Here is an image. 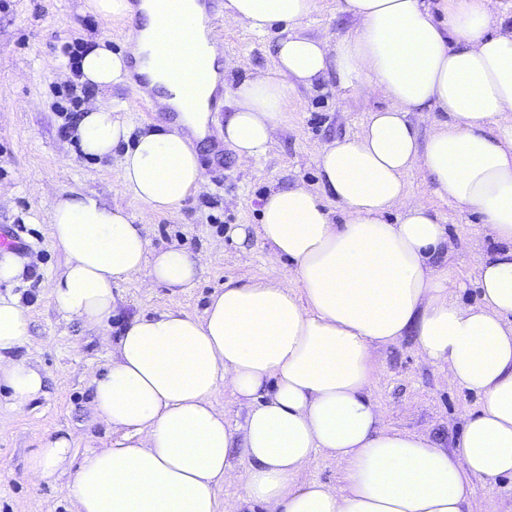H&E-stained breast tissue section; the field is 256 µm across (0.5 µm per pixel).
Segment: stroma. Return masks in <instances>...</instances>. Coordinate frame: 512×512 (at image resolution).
<instances>
[{
    "instance_id": "1",
    "label": "stroma",
    "mask_w": 512,
    "mask_h": 512,
    "mask_svg": "<svg viewBox=\"0 0 512 512\" xmlns=\"http://www.w3.org/2000/svg\"><path fill=\"white\" fill-rule=\"evenodd\" d=\"M136 25L131 16L105 20L90 14L86 0H0V234H19L24 242L20 255L32 259L21 279L0 284V293L18 296L27 309L31 345L26 356L45 379L44 395L24 410L0 407V512H72L64 481L35 482L27 473L28 457L44 437L57 432L72 434L78 458L89 437L110 438L93 410L92 383L111 350L94 329L60 313L45 288L65 263L51 236L53 201L71 191L95 192L107 203L128 208L144 224L153 249L177 245L207 257L194 287L145 288L135 278L115 288L113 328L172 306L199 316L225 282L260 281L287 272L284 264L270 267L260 241L242 245L233 229L259 223L262 199L270 188L298 182L318 188L315 146L354 137L370 112L388 105L363 86L337 88L332 77L311 89L297 88L283 130L264 156H238L219 133H212L199 148L204 183L174 213L155 214L121 186L123 148L105 158L90 157L64 131L67 114L82 113L89 100L70 71L67 47L102 43L123 52ZM351 27V20L338 12L337 0H317L303 24L310 36L339 37ZM218 34L227 85L251 73H273L278 29L257 35L228 26ZM110 97L132 134L172 118L171 113L142 106L132 84L113 85ZM405 181L411 198L441 218L448 248L438 261L452 270L459 299L478 302V261L493 248L478 217L436 197L420 168L408 171ZM374 360L378 377L371 397L381 410L383 427L423 433L442 447H455L467 419L482 405L481 394L450 386L442 369L419 354L410 336L375 349ZM470 489V512H512L511 479L474 478Z\"/></svg>"
}]
</instances>
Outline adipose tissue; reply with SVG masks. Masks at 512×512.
<instances>
[{
	"instance_id": "1",
	"label": "adipose tissue",
	"mask_w": 512,
	"mask_h": 512,
	"mask_svg": "<svg viewBox=\"0 0 512 512\" xmlns=\"http://www.w3.org/2000/svg\"><path fill=\"white\" fill-rule=\"evenodd\" d=\"M163 0H142L139 36L127 53L85 52L81 80L97 94L74 132L82 152L110 156L124 146L121 183L150 210L177 209L203 180L195 149L207 133L219 84L218 33L198 0H181L185 41L206 47L210 75L198 108L159 60ZM316 0H225L224 20L255 34L280 27L275 72L231 88L224 141L259 157L283 128L297 87L335 70L340 87L364 84L388 100L360 132L315 150L319 187L271 188L257 226L286 274L230 281L200 317L171 308L139 316L113 333V287H193L199 256L154 251L143 225L92 192L55 200L51 235L65 266L47 281L65 316L96 328L112 357L93 381V408L117 435L82 458L71 435L47 438L29 458L38 482L65 480L75 512H219L217 489L242 482L245 512H467L469 479H512V15L501 0H339L354 22L341 37L302 33ZM444 20H436V12ZM137 58L155 100L173 123L131 137L109 102ZM428 136H421V125ZM420 167L435 194L478 216L496 250L478 263L479 302L450 289L435 264L446 238L436 213L409 200L405 175ZM343 223H333L332 210ZM397 213L389 223V213ZM414 337L420 354L447 368L452 385L483 396L456 448L424 434L389 431L370 397L375 348ZM30 317L0 294V387L11 408L44 393L21 349ZM246 402L230 424L220 389ZM336 458L343 484L298 483L317 453Z\"/></svg>"
}]
</instances>
